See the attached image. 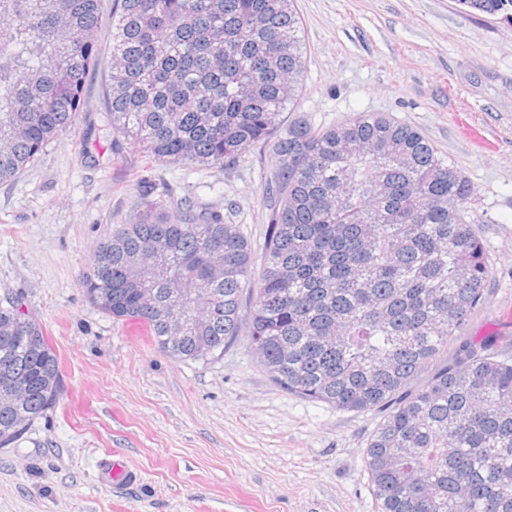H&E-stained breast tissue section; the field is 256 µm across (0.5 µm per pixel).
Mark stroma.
<instances>
[{
	"mask_svg": "<svg viewBox=\"0 0 512 512\" xmlns=\"http://www.w3.org/2000/svg\"><path fill=\"white\" fill-rule=\"evenodd\" d=\"M305 71L292 115L328 128L380 112L417 129L477 188L472 209L495 276L466 338L512 358V24L459 0H296ZM112 4L98 24L102 66L85 105L16 178L0 184V293H23L57 354L63 394L0 448V512H377L367 445L387 412L341 410L275 384L246 339L178 361L134 320L116 321L80 286L97 250L146 202L173 193L220 211L254 247L270 224L272 160L231 170L146 159L112 132L105 66ZM119 456L138 475L102 482Z\"/></svg>",
	"mask_w": 512,
	"mask_h": 512,
	"instance_id": "1",
	"label": "stroma"
}]
</instances>
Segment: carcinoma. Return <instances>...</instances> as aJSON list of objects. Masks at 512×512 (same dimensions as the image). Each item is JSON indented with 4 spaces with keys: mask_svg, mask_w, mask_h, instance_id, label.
I'll use <instances>...</instances> for the list:
<instances>
[{
    "mask_svg": "<svg viewBox=\"0 0 512 512\" xmlns=\"http://www.w3.org/2000/svg\"><path fill=\"white\" fill-rule=\"evenodd\" d=\"M102 2L0 0V182L82 109ZM460 3L512 22V0ZM300 33L294 0H113L112 129L170 164L227 171L256 148L272 154V219L258 253L218 210L152 202L101 243L81 288L174 359L224 354L245 323L278 386L389 408L365 458L379 512H512V360L491 336H460L492 277L476 187L387 115L284 121ZM450 344L455 363L436 366ZM62 391L23 295L0 297V448Z\"/></svg>",
    "mask_w": 512,
    "mask_h": 512,
    "instance_id": "cac0c4a2",
    "label": "carcinoma"
}]
</instances>
